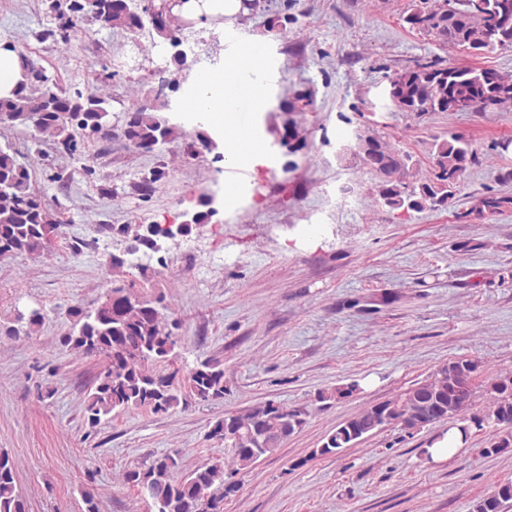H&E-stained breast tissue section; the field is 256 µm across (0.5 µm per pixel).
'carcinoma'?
<instances>
[{"mask_svg": "<svg viewBox=\"0 0 512 512\" xmlns=\"http://www.w3.org/2000/svg\"><path fill=\"white\" fill-rule=\"evenodd\" d=\"M162 2L138 8L136 0H74L73 12L87 11L112 29L137 34L149 19L158 35L174 42L169 15ZM408 25L422 22L417 31L450 46L483 57L512 51V0H412L403 16ZM37 79L55 87L51 97L23 84L10 98H0V126L23 127L35 133H50L73 152L78 141L94 139L110 126L112 109L108 98L91 92L71 96L58 87L55 78L37 71ZM512 95V77L480 67L450 66L442 59L416 62L404 90L392 101L400 112L451 113L467 105L470 111L494 112L498 97ZM123 135L129 146L144 152L172 142L177 128L152 110L140 107L127 113ZM354 155L378 177L376 196L391 210L416 212L446 209L452 205L458 184L477 158L472 144L458 136L435 139L434 168L419 182L407 180L412 157L395 149L385 136L367 129L354 135ZM29 165L18 160L9 147H0V252L36 257L43 254L60 233V220L53 204L30 188ZM512 207L511 196L485 194L478 204L455 213L459 221L472 214H500ZM121 233L134 232L137 249L156 251L163 228L158 224L129 225ZM71 320L62 344L88 355L107 359V367L93 380L84 415L96 426L111 413L146 409L165 414L180 404L176 386L179 371L167 364L181 343L168 322V307L161 298H147L124 287H115L97 307L79 304L67 310ZM45 320L44 308L17 316L16 326L6 335H28ZM478 369L472 360H456L416 383L399 397L366 407L327 434L316 453L336 456L363 438L387 426L386 417L408 435L426 426L464 414L471 394L457 391L448 381L469 376ZM190 394L201 400L224 398V368L211 360L187 369L184 376ZM491 404L457 426L462 440L471 428L491 424L502 429L483 448L486 455L512 448V375L501 374L490 384ZM301 412L271 400L245 412L226 413L210 429L209 436L224 441L232 462L204 463L185 475L177 474V458L166 454L124 473V482L145 489L154 512H224V497L237 491L233 475L248 470L259 459L273 454L300 429ZM512 501V482L499 483L476 506V512H502ZM0 512H27L26 501L16 488V466L7 453H0Z\"/></svg>", "mask_w": 512, "mask_h": 512, "instance_id": "carcinoma-1", "label": "carcinoma"}]
</instances>
